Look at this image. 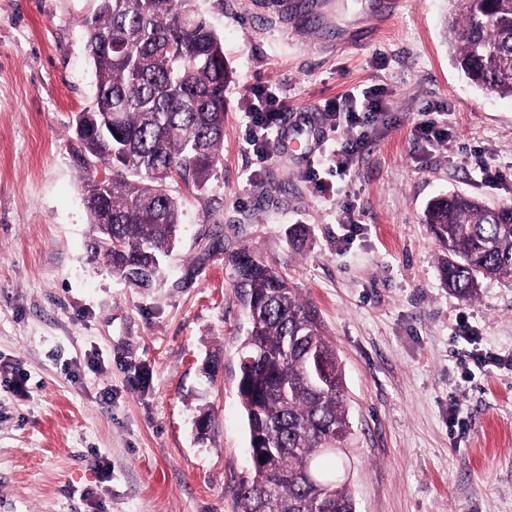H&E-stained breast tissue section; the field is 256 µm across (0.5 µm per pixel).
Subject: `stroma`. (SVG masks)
Masks as SVG:
<instances>
[{
  "label": "stroma",
  "instance_id": "obj_1",
  "mask_svg": "<svg viewBox=\"0 0 512 512\" xmlns=\"http://www.w3.org/2000/svg\"><path fill=\"white\" fill-rule=\"evenodd\" d=\"M288 2L283 22L256 0H196L232 72L222 161L205 188L169 182L179 241L137 288L91 253L88 175L72 159L95 92L79 24L96 0H0V512H239L248 320L223 252L243 246L287 274L339 351L357 512H512V279L471 300L448 292L424 220L442 194L512 204V98L454 66L450 0H406L375 37L380 0ZM372 86L388 111L348 171L320 165L333 189L320 197L306 153L347 132L321 107ZM257 88L287 106L307 151H250ZM428 109L445 114L446 139L416 134ZM297 224L302 247L288 239ZM487 352L495 363L478 367ZM15 371L24 391L8 384Z\"/></svg>",
  "mask_w": 512,
  "mask_h": 512
}]
</instances>
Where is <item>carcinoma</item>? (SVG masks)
I'll return each mask as SVG.
<instances>
[{
  "instance_id": "obj_1",
  "label": "carcinoma",
  "mask_w": 512,
  "mask_h": 512,
  "mask_svg": "<svg viewBox=\"0 0 512 512\" xmlns=\"http://www.w3.org/2000/svg\"><path fill=\"white\" fill-rule=\"evenodd\" d=\"M80 22L96 81L93 104L75 119V161L88 174L112 160V178L87 211L91 251L112 275L152 285L176 241L177 175L201 188L221 161L224 86L230 73L221 36L195 0H96ZM453 61L477 88L512 97V0H473L448 22ZM112 118V126L104 125ZM425 221L445 249L440 274L465 299L484 281L512 278V207L470 196L432 200ZM118 246L109 249L106 231ZM249 320L237 388L249 437V466L238 483L241 512H356L345 472L321 464L351 434L344 375L318 311L288 278L249 247L224 250ZM328 371L314 384L312 355ZM314 469L319 481L305 478Z\"/></svg>"
}]
</instances>
